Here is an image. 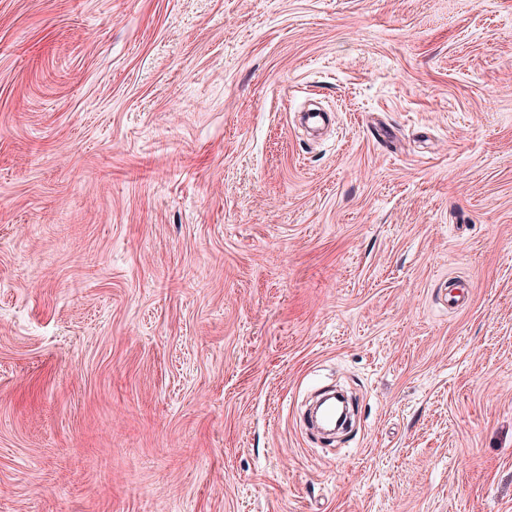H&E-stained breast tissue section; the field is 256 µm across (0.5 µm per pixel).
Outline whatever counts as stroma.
<instances>
[{"label":"stroma","instance_id":"35a3bbf8","mask_svg":"<svg viewBox=\"0 0 512 512\" xmlns=\"http://www.w3.org/2000/svg\"><path fill=\"white\" fill-rule=\"evenodd\" d=\"M0 512H512V0H0Z\"/></svg>","mask_w":512,"mask_h":512}]
</instances>
